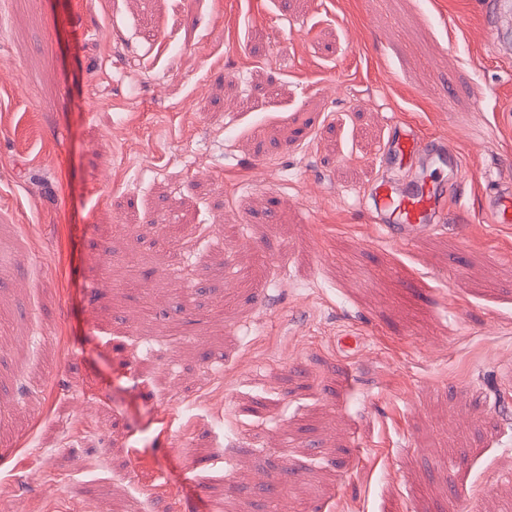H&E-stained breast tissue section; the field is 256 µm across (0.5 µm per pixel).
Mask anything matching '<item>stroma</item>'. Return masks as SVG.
I'll list each match as a JSON object with an SVG mask.
<instances>
[{
  "label": "stroma",
  "instance_id": "obj_1",
  "mask_svg": "<svg viewBox=\"0 0 512 512\" xmlns=\"http://www.w3.org/2000/svg\"><path fill=\"white\" fill-rule=\"evenodd\" d=\"M483 2L0 0V512L512 500ZM399 121L464 160L405 249L357 202Z\"/></svg>",
  "mask_w": 512,
  "mask_h": 512
}]
</instances>
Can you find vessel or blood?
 Returning a JSON list of instances; mask_svg holds the SVG:
<instances>
[{"label": "vessel or blood", "instance_id": "obj_1", "mask_svg": "<svg viewBox=\"0 0 512 512\" xmlns=\"http://www.w3.org/2000/svg\"><path fill=\"white\" fill-rule=\"evenodd\" d=\"M488 35L501 50H512V0H493ZM378 152L381 158L412 170L413 176L373 183L364 191L362 202L391 244L408 247L445 222L461 156L446 143L424 138L404 124L395 125L392 137ZM484 208L494 223L511 224L512 182L496 183Z\"/></svg>", "mask_w": 512, "mask_h": 512}]
</instances>
